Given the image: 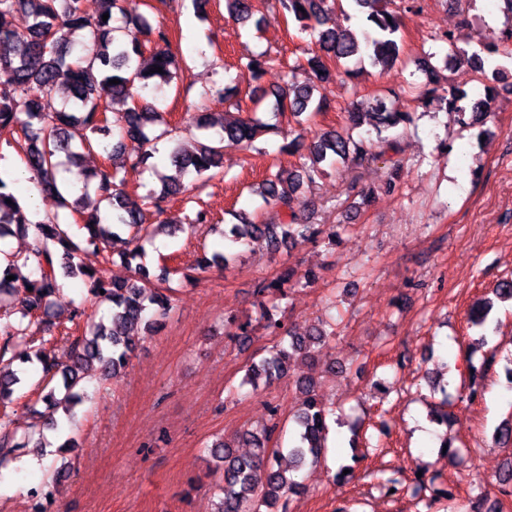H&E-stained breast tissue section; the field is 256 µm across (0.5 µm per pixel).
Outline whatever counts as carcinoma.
Wrapping results in <instances>:
<instances>
[{
  "label": "carcinoma",
  "mask_w": 512,
  "mask_h": 512,
  "mask_svg": "<svg viewBox=\"0 0 512 512\" xmlns=\"http://www.w3.org/2000/svg\"><path fill=\"white\" fill-rule=\"evenodd\" d=\"M231 16L246 22L253 16V0H226ZM286 20L298 24L299 30L311 36L318 53L308 59L319 82L328 80V61L354 66L369 63L385 70L403 62L398 40L400 17L382 6V0H352L365 14L360 28L336 25L335 5L339 0H277ZM100 15L92 20L81 9V0H0V19L16 17L21 24L0 26V138L14 141L20 149L28 170L40 191L56 199L59 211L41 220H31L19 199L6 191L7 183L0 175V240L13 234L33 235L34 245L24 257L5 251L0 264V309L12 307L18 289H25L21 301V316L0 321V360L7 366L0 370V465L16 458L29 447L32 435L17 436L10 428L8 405L14 401L19 377L10 370L18 361L34 360L41 364L43 382L39 401L66 417H74V408L84 400L80 386L82 372L93 361L100 363L102 375L118 376L129 363L136 349L130 329L143 323L152 332L159 321L172 310L171 297L150 286V273L138 259L142 257V242L150 235L147 217L164 213V203L183 193L182 178L191 175L208 182L224 177V147L246 146L253 143L261 129L280 131L283 118H298L306 112H321L331 108L332 99L320 92L314 83L288 81V88L272 93L274 123L258 126L250 118H216L200 114L196 125L205 132V142L193 154H184L174 147L169 154L177 176L160 177V190L145 196L147 207L130 201L126 181L118 172L82 168V193L65 197L57 183L60 167L58 153L70 160L78 153L72 142L78 141L83 150L98 147L106 154L110 165L118 164L130 170L145 166L161 142L174 140L176 127L170 125L147 95L174 79L179 69L170 48L166 32L153 27L140 12L139 0H99ZM109 14L102 20L103 14ZM91 34L90 45L82 46L75 58L68 57L71 47L83 36ZM154 35L152 73L138 64L143 53L142 35ZM459 59L467 63L484 82L485 98L467 108L461 105L466 94L456 91L441 97L446 108L459 117L471 111V121L482 118L493 100L495 88L487 80H497L505 71L498 63L499 40L491 38L477 50L458 49ZM425 75L423 89L416 101L426 105L436 93L439 71L431 59L421 65ZM118 83L113 84L111 80ZM55 88L70 92L74 103L61 109H47L43 98ZM394 90L364 98L347 112L346 130L326 131L317 135L308 153L299 156L296 169L279 170L262 181L259 194L263 201L289 216L284 224H254L244 213L234 215L237 223L224 231L225 249L203 258L198 268L213 264L229 266L239 259L252 243L263 241L274 253L281 245H297L322 239L327 247L336 245V232L325 231L318 224H307L298 216L300 190L325 173V167L338 161L361 165L372 157V144L354 131L367 126L381 142L395 151L397 137L387 132L407 130L413 123V113L400 111L391 105ZM138 102L121 112L112 111L114 102ZM136 140L145 146L136 155H121L124 140ZM11 203H6V200ZM82 217L84 235L66 230L70 216ZM123 246L120 257L132 267V278L109 281L106 265L112 256L109 247ZM34 267L33 277L21 269ZM15 276L8 281L6 277ZM76 279L90 293L111 304V327L85 320V310L75 307L70 322L83 325L80 336L62 337L67 350V363L47 354L45 345L56 340L42 335L47 327L54 298L64 287L60 277ZM316 282L311 271L298 273L285 269L276 278L258 283L255 293L261 296L257 325L238 323L233 316L224 319L230 327L228 336L240 346L251 343L253 332L261 328L279 337L267 355L251 363L243 383L252 386L262 379L267 383L290 376L291 361L297 356L313 359L320 348L337 336L336 328L314 327L305 333L285 330L277 325L281 301L287 298L285 285L309 287ZM294 384L303 394L302 407L294 418L295 436L286 448H271L269 442L280 430L279 409L269 405L270 424L260 431L245 430L239 436L249 452L240 454L233 443L217 439L207 447L212 474L218 477L220 497L211 512H290L291 496L305 488L308 470L326 457L327 436L331 411L314 390L312 379L299 376Z\"/></svg>",
  "instance_id": "obj_1"
}]
</instances>
